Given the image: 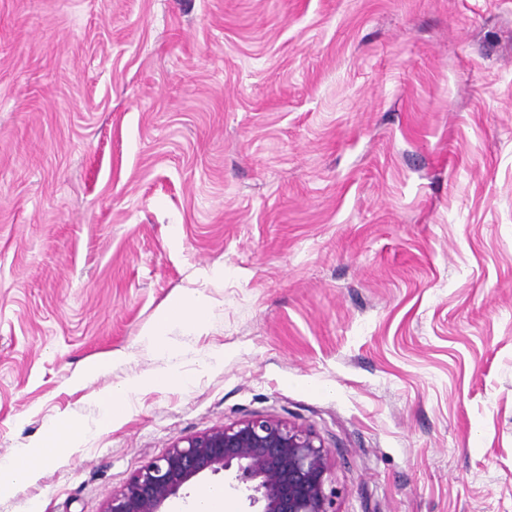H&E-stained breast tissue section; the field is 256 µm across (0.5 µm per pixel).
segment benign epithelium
<instances>
[{
  "mask_svg": "<svg viewBox=\"0 0 512 512\" xmlns=\"http://www.w3.org/2000/svg\"><path fill=\"white\" fill-rule=\"evenodd\" d=\"M329 447L311 429L264 415L176 439L168 452L112 493L104 512H166L199 475L235 470L259 512H338Z\"/></svg>",
  "mask_w": 512,
  "mask_h": 512,
  "instance_id": "7a95c632",
  "label": "benign epithelium"
}]
</instances>
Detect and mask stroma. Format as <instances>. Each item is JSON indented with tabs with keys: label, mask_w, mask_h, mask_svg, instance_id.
Instances as JSON below:
<instances>
[{
	"label": "stroma",
	"mask_w": 512,
	"mask_h": 512,
	"mask_svg": "<svg viewBox=\"0 0 512 512\" xmlns=\"http://www.w3.org/2000/svg\"><path fill=\"white\" fill-rule=\"evenodd\" d=\"M253 414L339 512H512V0H0V459L72 427L0 512ZM210 311V302L204 297L176 295L143 331L142 338L165 353L167 352L165 336L172 326L196 327L206 320ZM179 381L187 384L188 380L181 377L172 366L169 370L156 373L147 378L135 379L125 384L113 386L112 389L101 390L93 393V398L98 403L103 424L112 425L123 415L124 409L129 405L131 397L141 388L159 386L165 383Z\"/></svg>",
	"instance_id": "stroma-1"
}]
</instances>
